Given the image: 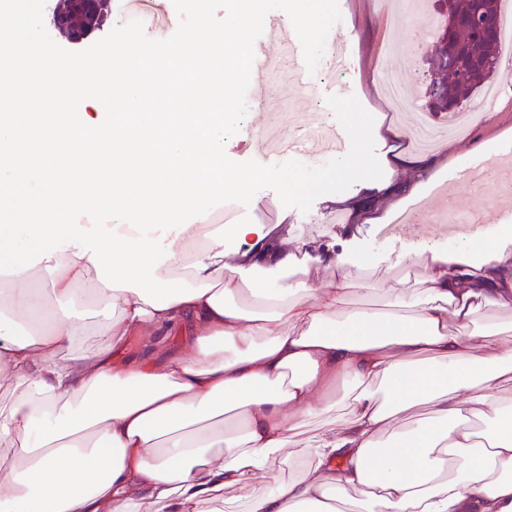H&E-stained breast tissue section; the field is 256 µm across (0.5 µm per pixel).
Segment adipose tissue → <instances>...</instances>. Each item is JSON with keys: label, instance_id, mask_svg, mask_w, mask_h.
I'll return each mask as SVG.
<instances>
[{"label": "adipose tissue", "instance_id": "obj_1", "mask_svg": "<svg viewBox=\"0 0 512 512\" xmlns=\"http://www.w3.org/2000/svg\"><path fill=\"white\" fill-rule=\"evenodd\" d=\"M257 9L165 50L128 37L89 71L17 54L0 72V187L26 186L0 190V512H221L228 488L249 512H512V322L476 320L512 310V229L402 254L419 287L367 312L346 260L287 225L201 223L214 187L252 196L224 124ZM377 134L412 178L330 196L356 224L387 223L448 151ZM48 147L62 164L32 167ZM301 260L333 274L314 288ZM313 423L297 476L257 485Z\"/></svg>", "mask_w": 512, "mask_h": 512}]
</instances>
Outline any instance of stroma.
I'll list each match as a JSON object with an SVG mask.
<instances>
[{
	"label": "stroma",
	"mask_w": 512,
	"mask_h": 512,
	"mask_svg": "<svg viewBox=\"0 0 512 512\" xmlns=\"http://www.w3.org/2000/svg\"><path fill=\"white\" fill-rule=\"evenodd\" d=\"M57 0H37L31 12L19 16L16 24L0 31V49L10 47L38 56H47L72 68H82L83 52L93 46L102 51H115L121 46L123 29L119 11L114 0H106L98 15L95 31L86 39L78 37L61 39L51 37L42 40L44 27L42 15L51 11ZM398 0H339L342 20L333 27V39L350 43L351 65L340 73L314 71L312 79L316 85L335 91L339 96H355L363 108L373 117L375 125H401L410 131L413 113L393 111L388 98L383 94L378 72L382 62H395L404 75L406 90L416 110L433 113L437 110V95L447 82V72L441 71L439 61L445 53L440 36H433L416 44L413 55L395 57L397 44L411 41L414 31L410 25L395 24L390 20ZM499 89L493 105H486L483 94H476L461 110L465 121L452 137L456 156L442 169L439 180L447 182L454 172L469 165L473 159L482 158L494 163L504 142H512V70L506 62H499L491 79ZM269 85L278 102L276 127L281 133H289L294 127L306 124L315 114L327 112L323 95H310L292 82L288 68L271 73ZM237 216L243 222L262 224H290L296 236L314 238L317 244L331 246L334 252L362 257L371 261L377 257L393 254L399 249H450L455 245L444 229L419 232L403 241L392 242L379 234L377 226L360 224L354 226L355 239L344 242L342 229L333 223V211L323 199H315L308 212L284 207L274 190L258 192L256 201H235Z\"/></svg>",
	"instance_id": "35a3bbf8"
}]
</instances>
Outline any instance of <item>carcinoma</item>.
Masks as SVG:
<instances>
[{
    "label": "carcinoma",
    "mask_w": 512,
    "mask_h": 512,
    "mask_svg": "<svg viewBox=\"0 0 512 512\" xmlns=\"http://www.w3.org/2000/svg\"><path fill=\"white\" fill-rule=\"evenodd\" d=\"M500 9L501 0H451L448 4L441 27L448 31V49L455 53L456 62L441 97L448 110L467 101L494 72L502 50Z\"/></svg>",
    "instance_id": "carcinoma-1"
}]
</instances>
